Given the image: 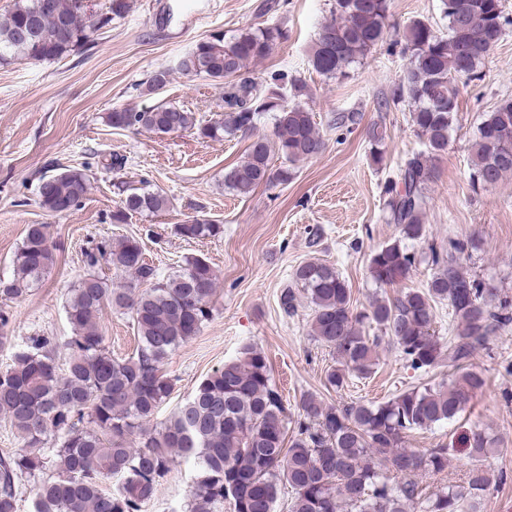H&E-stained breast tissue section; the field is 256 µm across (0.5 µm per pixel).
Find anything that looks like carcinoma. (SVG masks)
<instances>
[{"label": "carcinoma", "mask_w": 512, "mask_h": 512, "mask_svg": "<svg viewBox=\"0 0 512 512\" xmlns=\"http://www.w3.org/2000/svg\"><path fill=\"white\" fill-rule=\"evenodd\" d=\"M441 2L447 33L416 20L394 41L408 64L391 98L411 105L412 124L427 152L413 154L397 178L382 186L387 220L398 226L400 239L370 256L369 277L381 288L401 284L418 264L414 243L426 236L424 190L433 177L432 161L448 150L456 79L480 78V64L512 23L502 0ZM87 10L84 0H16L0 16V64L18 58L52 61L83 48L90 42ZM389 10L390 0H336L334 17L321 27L313 48L314 70L348 76L353 63L384 42ZM285 39L281 27L256 23L230 37L214 33L176 61L181 74L221 82V120L203 123L164 102L114 109L108 123L159 135L193 130L201 139L220 140L254 132L261 116L271 112L275 141L257 137L246 158L225 174L224 184L244 197L261 185L286 184L291 166L320 155L325 140L298 100L305 91L301 80L277 70L259 81L250 71ZM170 76L169 69L154 72L146 91L162 89ZM288 88L296 100H288ZM384 140L385 133L372 126L370 155L377 164L384 158ZM274 152L283 158L277 169L271 166ZM511 174L512 98H506L481 118L470 177L473 187L484 189ZM88 190V166L64 168L40 177L39 204L52 213L68 212ZM122 193L117 222L168 205L166 197L146 188ZM222 232L207 219L175 225V234L186 240ZM428 249L436 271L425 290L376 298L361 311L352 307L350 288L335 267L318 259L296 267L295 286L281 291L279 308L293 317L301 298L312 306L310 335L334 360L325 373L326 388L341 391L353 379L369 377L384 336L411 369L430 372L443 354L434 329L437 302H448L458 320L448 358L459 368L487 348L492 334L512 324V299L489 293L458 262L464 243H450L444 255L432 245ZM55 251L50 225H28L10 276L0 277V298H18L42 282L54 266ZM83 263L85 272L65 306L71 331L66 366L58 364L52 339L34 335L15 348L12 364L0 369V415L26 444L0 458V512H17L16 481L46 468L41 449L49 439L59 469L35 487L33 512H143L176 456L196 468L185 512H224L226 503L233 512H275L283 485L292 493L289 512H463L489 490L492 479L482 461L494 448L484 432L466 438L470 468L467 487L460 490L448 486L428 495L418 480L426 471L447 469L450 448L405 447L407 434L466 411L486 385L476 372L408 388L378 403L336 406L307 393L293 420L267 357L248 345L207 375L165 421L151 424L173 389L165 360L212 318L215 271L195 256L163 276L145 259L139 241L128 237L98 242L84 251ZM105 268L128 279L116 284ZM106 310L131 314L138 337L134 354L112 356L99 328ZM366 323L381 335L365 334ZM114 477L120 484L110 490L107 483Z\"/></svg>", "instance_id": "1"}]
</instances>
